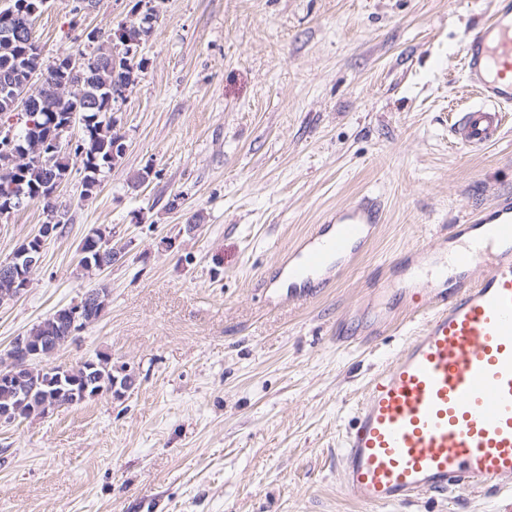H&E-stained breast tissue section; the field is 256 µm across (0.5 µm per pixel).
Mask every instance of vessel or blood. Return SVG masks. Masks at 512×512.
<instances>
[{
	"label": "vessel or blood",
	"mask_w": 512,
	"mask_h": 512,
	"mask_svg": "<svg viewBox=\"0 0 512 512\" xmlns=\"http://www.w3.org/2000/svg\"><path fill=\"white\" fill-rule=\"evenodd\" d=\"M463 68L478 102L452 134L479 149L498 139L512 106V0H495L467 38ZM379 221L366 197L327 217L281 265L290 291L319 287ZM447 238L460 244L452 268L417 267L426 314L368 381L345 436L341 487L356 503L382 508L424 492L497 490L512 478V195H498Z\"/></svg>",
	"instance_id": "1"
}]
</instances>
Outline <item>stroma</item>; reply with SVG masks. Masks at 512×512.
Wrapping results in <instances>:
<instances>
[{"label":"stroma","mask_w":512,"mask_h":512,"mask_svg":"<svg viewBox=\"0 0 512 512\" xmlns=\"http://www.w3.org/2000/svg\"><path fill=\"white\" fill-rule=\"evenodd\" d=\"M50 0L44 62L76 52ZM492 0H163L146 69L118 106L126 153L81 199L73 143L62 233L0 304V358L87 289L101 317L43 360L112 359L129 387L0 423V512H368L340 488L372 374L420 323L409 253L512 192V111L470 151L450 128L476 98L463 46ZM145 181H138V174ZM368 195L382 220L309 297L276 280L327 212ZM39 200L0 217V262L38 234ZM122 251L79 267L91 230ZM382 512H512L499 491L423 493Z\"/></svg>","instance_id":"35a3bbf8"}]
</instances>
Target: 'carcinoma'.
Returning <instances> with one entry per match:
<instances>
[{
    "label": "carcinoma",
    "mask_w": 512,
    "mask_h": 512,
    "mask_svg": "<svg viewBox=\"0 0 512 512\" xmlns=\"http://www.w3.org/2000/svg\"><path fill=\"white\" fill-rule=\"evenodd\" d=\"M45 0H8L7 6L0 7L3 13H16L20 10L29 16L28 26L19 36L7 37L0 34V125L3 121L17 116L20 131L18 138L30 151L44 154L41 161H32L21 167L4 155L7 146L0 140V209L6 205H15L14 191L22 188L37 195L45 187L61 183L68 174L69 163L62 153V147L49 150L45 146V135L59 127L73 113L83 118V135L74 148L75 156L81 159L84 177L81 197L85 200L96 193L100 184L99 175L114 160V146L124 145V137L116 130L112 119L114 104L118 99L126 98V92L133 86L140 73L144 72L146 61L138 57V48L153 33L155 24L131 9V18L122 24L125 34L131 41L129 47L113 55L111 49L96 54L87 53L86 69L74 73L69 69L70 55L64 54L52 64L46 65L36 44L34 23L44 13ZM32 74L44 79L46 87L37 98L35 113L27 117L18 111L10 94L4 92L13 78H24ZM65 80L75 85L71 96L58 97L53 85ZM108 238L96 230L82 241L84 254L79 265L85 271L99 270L110 266L116 260L117 253L106 246ZM73 330L66 315L55 312L51 317L33 327L27 335L29 343L40 348H54L69 341ZM31 385L35 389L27 400L17 396L16 391L7 384L0 383V407H17L19 419L26 420L35 416H44L52 405H78L84 402L81 392L92 381L95 387L105 389L113 385L112 361L98 356L86 360L70 369L54 367L49 370L33 368L28 371Z\"/></svg>",
    "instance_id": "obj_1"
}]
</instances>
